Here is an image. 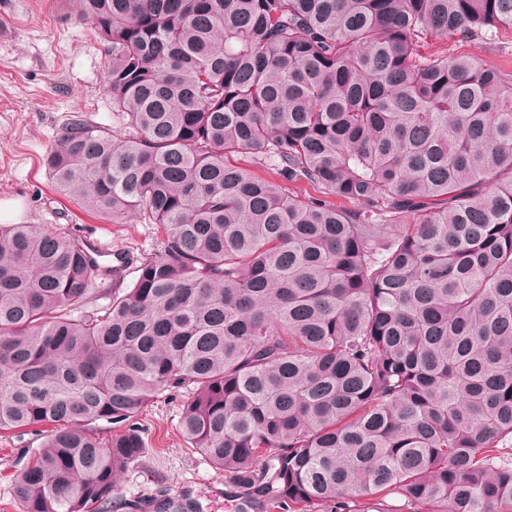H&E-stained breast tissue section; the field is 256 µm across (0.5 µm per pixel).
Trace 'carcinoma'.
<instances>
[{
    "label": "carcinoma",
    "mask_w": 512,
    "mask_h": 512,
    "mask_svg": "<svg viewBox=\"0 0 512 512\" xmlns=\"http://www.w3.org/2000/svg\"><path fill=\"white\" fill-rule=\"evenodd\" d=\"M73 3L130 132L72 116L48 175L165 238L75 317L112 267L0 224V432L51 426L22 512H112L137 416L183 389L185 441L263 512H512V83L417 49L512 0Z\"/></svg>",
    "instance_id": "obj_1"
}]
</instances>
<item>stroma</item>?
<instances>
[{
    "label": "stroma",
    "mask_w": 512,
    "mask_h": 512,
    "mask_svg": "<svg viewBox=\"0 0 512 512\" xmlns=\"http://www.w3.org/2000/svg\"><path fill=\"white\" fill-rule=\"evenodd\" d=\"M421 52L473 55L512 80V30L496 36L428 37ZM106 46L79 21L70 0H0V199L20 201L19 223L58 229L141 259L162 247L156 224L141 217L113 224L85 213L51 187L44 158L69 115L126 133L105 87ZM185 392L163 393L138 417L145 448L119 479L120 499L173 497L190 512H255L229 492L224 474L193 449L180 429ZM41 442L36 430L0 433V512H21L15 488L20 456Z\"/></svg>",
    "instance_id": "35a3bbf8"
}]
</instances>
